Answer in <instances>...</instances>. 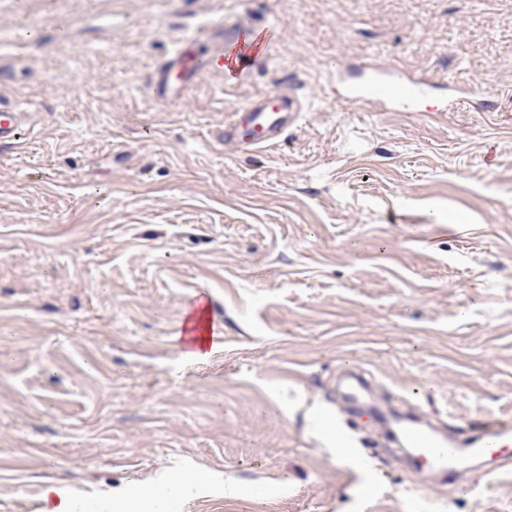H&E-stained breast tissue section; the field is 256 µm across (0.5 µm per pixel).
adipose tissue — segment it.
<instances>
[{"label":"adipose tissue","instance_id":"1","mask_svg":"<svg viewBox=\"0 0 512 512\" xmlns=\"http://www.w3.org/2000/svg\"><path fill=\"white\" fill-rule=\"evenodd\" d=\"M208 480L202 471H170L151 484L146 493L100 497L97 512H170L175 503L192 499Z\"/></svg>","mask_w":512,"mask_h":512}]
</instances>
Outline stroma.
I'll return each mask as SVG.
<instances>
[{
  "label": "stroma",
  "mask_w": 512,
  "mask_h": 512,
  "mask_svg": "<svg viewBox=\"0 0 512 512\" xmlns=\"http://www.w3.org/2000/svg\"><path fill=\"white\" fill-rule=\"evenodd\" d=\"M227 16L275 26L259 65L153 104ZM0 60L37 113L0 146V512H41L49 469L94 500L177 466L212 480L174 512H512V456L417 479L339 387L461 448L512 419V0H0ZM367 65L458 105L349 110L327 75ZM288 85L279 147L215 142ZM202 291L223 348L188 360Z\"/></svg>",
  "instance_id": "35a3bbf8"
}]
</instances>
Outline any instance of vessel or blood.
<instances>
[{"instance_id": "obj_1", "label": "vessel or blood", "mask_w": 512, "mask_h": 512, "mask_svg": "<svg viewBox=\"0 0 512 512\" xmlns=\"http://www.w3.org/2000/svg\"><path fill=\"white\" fill-rule=\"evenodd\" d=\"M272 26H258L235 16L211 23L208 38L214 42L217 56L193 53L196 37H189L172 48L151 73L148 93L160 107L184 105L190 90L215 61L226 64L227 83L239 82L249 74L262 54V46L272 33ZM345 104L362 105L376 99L389 107L416 111L428 90L425 80L395 72L366 69L357 82H341ZM309 104L292 90L275 88L254 96L236 106L217 140L238 152H259L278 145L288 130L303 120ZM34 114L28 108L12 102L0 89V144L21 147L26 135L35 128ZM400 435L406 445L428 467L444 472L454 471L459 450L454 442L446 441L419 429L411 422H402ZM512 443V421L499 417L485 419L469 453L473 456L496 458Z\"/></svg>"}]
</instances>
